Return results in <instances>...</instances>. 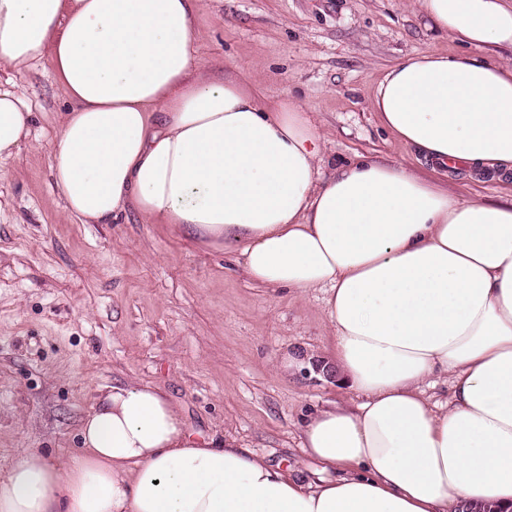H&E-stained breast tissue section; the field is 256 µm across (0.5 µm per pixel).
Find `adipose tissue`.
<instances>
[{"instance_id":"ef3b65f1","label":"adipose tissue","mask_w":512,"mask_h":512,"mask_svg":"<svg viewBox=\"0 0 512 512\" xmlns=\"http://www.w3.org/2000/svg\"><path fill=\"white\" fill-rule=\"evenodd\" d=\"M458 54L412 52L371 107L423 162L512 176V0H417ZM202 0H0V60L49 63L69 108L50 168L85 224L136 210L237 251L254 283L325 292L355 408L308 415L305 483L235 443L198 440L148 385L98 395L65 464L21 449L0 512H512V200H465L370 155L333 170L293 97L268 106L201 63ZM32 135L0 90V163ZM449 381L447 400L428 391Z\"/></svg>"}]
</instances>
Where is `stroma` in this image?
I'll use <instances>...</instances> for the list:
<instances>
[{"instance_id": "1", "label": "stroma", "mask_w": 512, "mask_h": 512, "mask_svg": "<svg viewBox=\"0 0 512 512\" xmlns=\"http://www.w3.org/2000/svg\"><path fill=\"white\" fill-rule=\"evenodd\" d=\"M196 31L205 67L306 106L331 167L359 154L416 166L373 112L374 89L407 53L457 49L414 0H204ZM0 84L34 112L31 142L0 164V469L22 448L65 460L99 392L139 383L178 404L197 438L312 477L300 423L351 395L314 371L281 374L275 358L331 349L323 292L260 287L240 255L132 210L81 223L49 170L63 87L45 63L0 62Z\"/></svg>"}]
</instances>
